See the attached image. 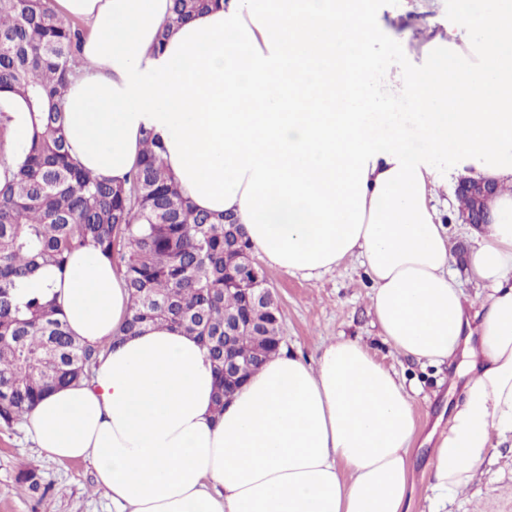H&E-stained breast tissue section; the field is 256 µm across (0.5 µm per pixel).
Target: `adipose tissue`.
Segmentation results:
<instances>
[{"mask_svg": "<svg viewBox=\"0 0 512 512\" xmlns=\"http://www.w3.org/2000/svg\"><path fill=\"white\" fill-rule=\"evenodd\" d=\"M56 4L87 30L63 96L72 157L117 183L152 131L193 207L233 215L269 268L314 279L361 257L385 341L459 363L464 397L434 444L433 489L468 488L492 434L512 435V0L424 41L395 74L415 110L397 127L370 108L371 0H220L170 28L172 0ZM1 123L23 153L21 97L0 95ZM459 173L498 188L469 254L486 291L476 323L435 204ZM22 290L102 349L88 382L44 396L23 426L48 456L92 461L112 512H407L411 397L358 340L323 343L313 364L279 353L219 411L196 339L152 326L112 344L130 296L95 249Z\"/></svg>", "mask_w": 512, "mask_h": 512, "instance_id": "obj_1", "label": "adipose tissue"}]
</instances>
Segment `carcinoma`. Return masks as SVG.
I'll return each mask as SVG.
<instances>
[{"instance_id":"cac0c4a2","label":"carcinoma","mask_w":512,"mask_h":512,"mask_svg":"<svg viewBox=\"0 0 512 512\" xmlns=\"http://www.w3.org/2000/svg\"><path fill=\"white\" fill-rule=\"evenodd\" d=\"M216 0H174L181 24ZM83 30L55 0H0V93L23 98L30 143L15 160L0 150V424L21 421L49 391L88 379L101 349L73 336L50 302L18 296L20 279L42 266L65 271L88 246L113 260L132 305L122 333L168 325L198 339L218 377L224 408V327L242 304L240 288L269 282L260 266H239L231 251L252 253L245 236L228 237L230 216L192 210L163 165L164 147L147 131L128 186L86 172L70 155L61 100L78 65ZM279 321L264 312L244 325L233 352L250 376L279 351Z\"/></svg>"}]
</instances>
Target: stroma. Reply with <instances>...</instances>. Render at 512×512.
I'll list each match as a JSON object with an SVG mask.
<instances>
[{
    "label": "stroma",
    "mask_w": 512,
    "mask_h": 512,
    "mask_svg": "<svg viewBox=\"0 0 512 512\" xmlns=\"http://www.w3.org/2000/svg\"><path fill=\"white\" fill-rule=\"evenodd\" d=\"M383 21L382 50L390 66L419 58V47L429 34L445 30L460 12L459 0H376ZM452 268L461 281L471 312L485 299L482 288L467 278L466 263L472 245L471 225L457 212L445 219ZM280 308L282 348L316 361L319 347L339 336L363 343L388 369L395 371L412 397L421 433H428L448 412V366H422L403 357L385 342L371 308L370 282L359 260L349 258L320 278L269 271ZM491 457L479 468L470 486L449 498L445 512H512V437L493 436ZM414 477L411 512H431L433 465L430 446L412 447ZM35 469L48 493L30 490L21 479ZM94 467L84 460L49 458L21 424H0V512H112L94 482Z\"/></svg>",
    "instance_id": "obj_1"
}]
</instances>
